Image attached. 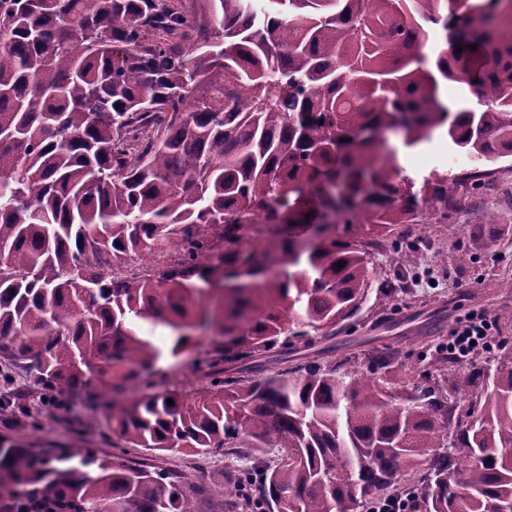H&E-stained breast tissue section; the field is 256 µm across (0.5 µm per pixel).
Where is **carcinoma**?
<instances>
[{"mask_svg":"<svg viewBox=\"0 0 512 512\" xmlns=\"http://www.w3.org/2000/svg\"><path fill=\"white\" fill-rule=\"evenodd\" d=\"M198 2L0 0V357L59 408L93 378L150 383L161 351L133 322L170 329L197 395L114 399L112 430L203 458L288 449L225 469L224 512H512V340L487 338L490 388L480 353L464 374L439 350L393 394L380 379L402 350L372 347L365 377L306 331L357 317L394 227L446 224L488 190L477 172L403 175L391 135L512 157V0ZM443 81L469 103L450 108ZM198 493L169 469L0 439V512H200Z\"/></svg>","mask_w":512,"mask_h":512,"instance_id":"obj_1","label":"carcinoma"}]
</instances>
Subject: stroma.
Returning a JSON list of instances; mask_svg holds the SVG:
<instances>
[{
    "label": "stroma",
    "mask_w": 512,
    "mask_h": 512,
    "mask_svg": "<svg viewBox=\"0 0 512 512\" xmlns=\"http://www.w3.org/2000/svg\"><path fill=\"white\" fill-rule=\"evenodd\" d=\"M392 145L403 174L418 181L434 173L457 174L473 166L472 160L439 132L430 142L414 148L405 147L398 139ZM481 167L495 173L493 191L477 203L462 202L451 212L447 223L412 225L408 237L399 241L397 251L371 254L374 287L370 299L355 324L336 335L339 355L350 357L352 369L359 372L368 369L367 339L378 336L402 350L404 364L388 377L389 390L411 388L427 355L447 344L449 330L467 313L486 314L493 323V335L512 337V157L485 161ZM489 211L494 212L495 223H486L485 214ZM473 224L484 225L486 232L496 237V245L485 248L473 242L468 235ZM412 246L418 251V260L410 271V291L397 298L390 296L386 285L399 269L397 252ZM462 249L471 252L472 262H457ZM137 328L164 353L155 376L158 385L176 384L195 392L199 383L191 373L192 354L172 357L170 332L165 327L141 321ZM6 372L10 382L0 385V395H25L32 416H0L1 438L28 441L43 448H93L104 455L115 453L152 463L191 478L205 490L206 512H223V498L210 491L212 485L224 481L223 456L203 459L189 452L160 455L143 448L118 447L104 410L87 409L80 396L73 397L65 410L45 407L24 370L10 366Z\"/></svg>",
    "instance_id": "stroma-1"
}]
</instances>
